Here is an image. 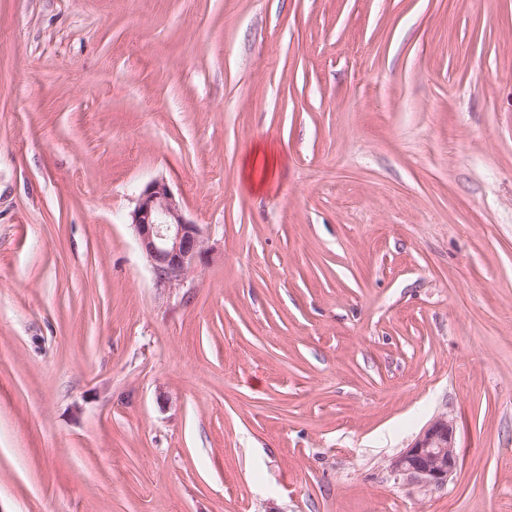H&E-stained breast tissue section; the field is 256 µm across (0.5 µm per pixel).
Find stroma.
I'll use <instances>...</instances> for the list:
<instances>
[{"label":"stroma","mask_w":512,"mask_h":512,"mask_svg":"<svg viewBox=\"0 0 512 512\" xmlns=\"http://www.w3.org/2000/svg\"><path fill=\"white\" fill-rule=\"evenodd\" d=\"M0 512H512V0H0ZM129 224L151 264L160 288H175L207 261L209 247L199 224L184 214L179 199L163 178L148 182L129 212ZM458 465L454 424L447 416H439L391 461L390 469L394 474L409 476L424 488L442 489Z\"/></svg>","instance_id":"stroma-1"}]
</instances>
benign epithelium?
<instances>
[{
    "label": "benign epithelium",
    "instance_id": "1",
    "mask_svg": "<svg viewBox=\"0 0 512 512\" xmlns=\"http://www.w3.org/2000/svg\"><path fill=\"white\" fill-rule=\"evenodd\" d=\"M129 223L161 288L180 285L197 265L207 261L209 247L201 228L185 216L179 199L162 178L151 180L141 189L129 212ZM458 465L454 424L448 417L439 416L391 461L390 469L424 488L442 489Z\"/></svg>",
    "mask_w": 512,
    "mask_h": 512
}]
</instances>
